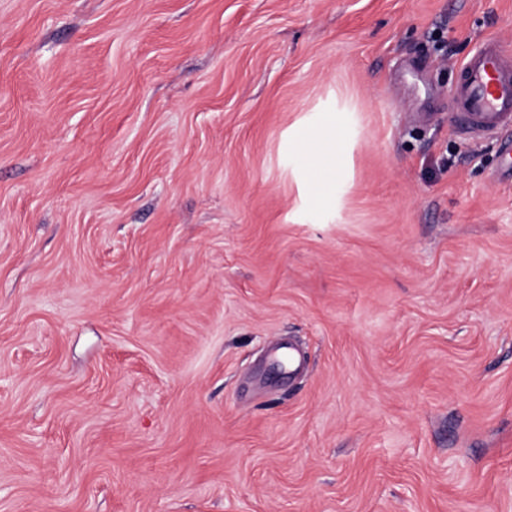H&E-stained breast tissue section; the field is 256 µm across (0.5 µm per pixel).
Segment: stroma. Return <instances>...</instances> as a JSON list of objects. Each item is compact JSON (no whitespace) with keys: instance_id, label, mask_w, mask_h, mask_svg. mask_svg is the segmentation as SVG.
<instances>
[{"instance_id":"stroma-1","label":"stroma","mask_w":512,"mask_h":512,"mask_svg":"<svg viewBox=\"0 0 512 512\" xmlns=\"http://www.w3.org/2000/svg\"><path fill=\"white\" fill-rule=\"evenodd\" d=\"M490 36L512 0H0V512H512V178L449 108ZM346 143L343 113H330L312 131L297 135L293 146L301 155L313 156L318 169L314 172L312 186L307 194L309 207L316 212L336 206V197L328 192V185L336 182V145L340 151ZM331 157V164H325Z\"/></svg>"}]
</instances>
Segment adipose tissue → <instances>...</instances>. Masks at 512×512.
I'll return each instance as SVG.
<instances>
[{
  "instance_id": "ef3b65f1",
  "label": "adipose tissue",
  "mask_w": 512,
  "mask_h": 512,
  "mask_svg": "<svg viewBox=\"0 0 512 512\" xmlns=\"http://www.w3.org/2000/svg\"><path fill=\"white\" fill-rule=\"evenodd\" d=\"M345 143L344 116L340 113L327 115L313 130L297 135L293 141L296 151L313 156L318 163L307 194L308 205L313 211H326L336 205L335 197L328 192L329 184L336 180V166L331 159L335 157L337 147Z\"/></svg>"
}]
</instances>
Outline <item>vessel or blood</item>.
Masks as SVG:
<instances>
[{
    "mask_svg": "<svg viewBox=\"0 0 512 512\" xmlns=\"http://www.w3.org/2000/svg\"><path fill=\"white\" fill-rule=\"evenodd\" d=\"M460 71L451 101L457 129L473 138L512 130V45L487 39Z\"/></svg>",
    "mask_w": 512,
    "mask_h": 512,
    "instance_id": "b4317fda",
    "label": "vessel or blood"
}]
</instances>
